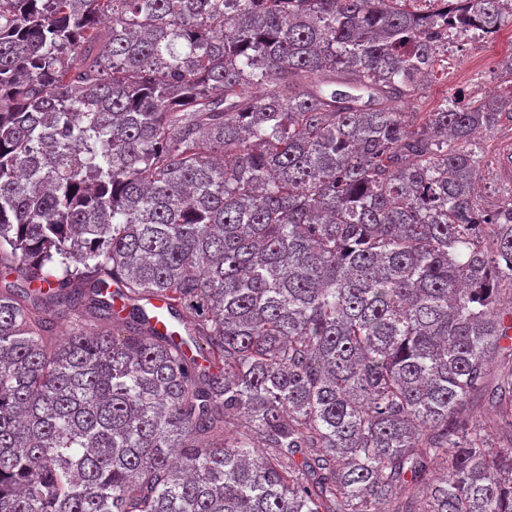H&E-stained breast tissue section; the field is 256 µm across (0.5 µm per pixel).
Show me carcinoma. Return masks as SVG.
Masks as SVG:
<instances>
[{"instance_id": "obj_1", "label": "carcinoma", "mask_w": 512, "mask_h": 512, "mask_svg": "<svg viewBox=\"0 0 512 512\" xmlns=\"http://www.w3.org/2000/svg\"><path fill=\"white\" fill-rule=\"evenodd\" d=\"M507 15L0 0V512H512V85L405 112ZM479 149L484 151L486 159L489 160V173L481 184L480 196L485 203L491 204L496 200L507 196L512 188L500 182L497 166L501 152L512 146V124L504 119L503 124L493 132L487 133L475 140ZM507 144L508 147H507ZM505 145V146H504Z\"/></svg>"}]
</instances>
